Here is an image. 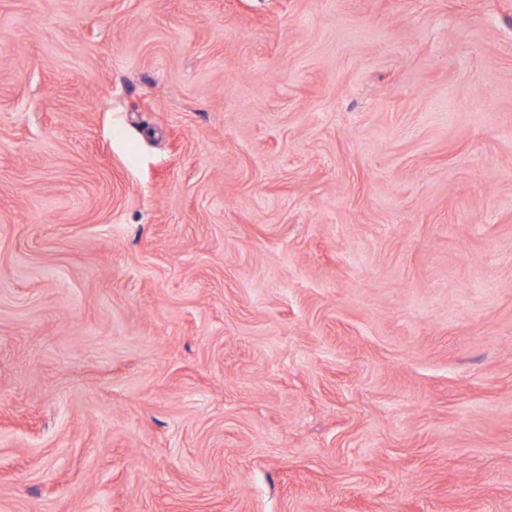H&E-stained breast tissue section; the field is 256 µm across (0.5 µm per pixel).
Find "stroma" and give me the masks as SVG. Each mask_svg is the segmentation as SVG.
Wrapping results in <instances>:
<instances>
[{
  "label": "stroma",
  "mask_w": 512,
  "mask_h": 512,
  "mask_svg": "<svg viewBox=\"0 0 512 512\" xmlns=\"http://www.w3.org/2000/svg\"><path fill=\"white\" fill-rule=\"evenodd\" d=\"M0 512H512V0H0Z\"/></svg>",
  "instance_id": "1"
}]
</instances>
